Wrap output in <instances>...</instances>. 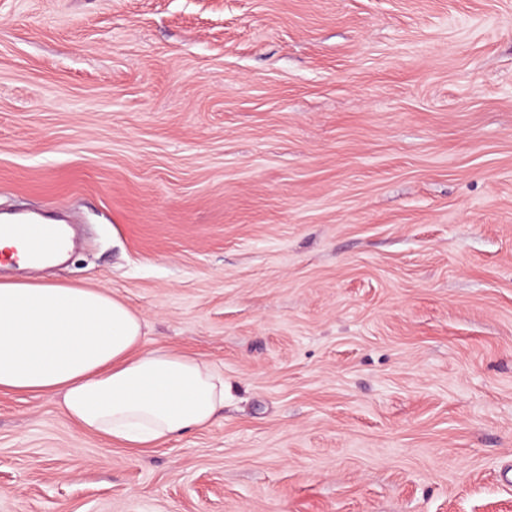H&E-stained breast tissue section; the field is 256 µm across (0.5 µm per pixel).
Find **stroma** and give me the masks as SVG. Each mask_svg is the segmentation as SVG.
Listing matches in <instances>:
<instances>
[{
  "instance_id": "35a3bbf8",
  "label": "stroma",
  "mask_w": 512,
  "mask_h": 512,
  "mask_svg": "<svg viewBox=\"0 0 512 512\" xmlns=\"http://www.w3.org/2000/svg\"><path fill=\"white\" fill-rule=\"evenodd\" d=\"M0 206L225 386L142 452L0 393V512H512V0H0Z\"/></svg>"
}]
</instances>
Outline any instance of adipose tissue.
Listing matches in <instances>:
<instances>
[{
    "label": "adipose tissue",
    "mask_w": 512,
    "mask_h": 512,
    "mask_svg": "<svg viewBox=\"0 0 512 512\" xmlns=\"http://www.w3.org/2000/svg\"><path fill=\"white\" fill-rule=\"evenodd\" d=\"M143 336L140 314L107 289L0 281V391L59 396L74 424L126 448L160 447L224 408L209 361Z\"/></svg>",
    "instance_id": "obj_1"
}]
</instances>
